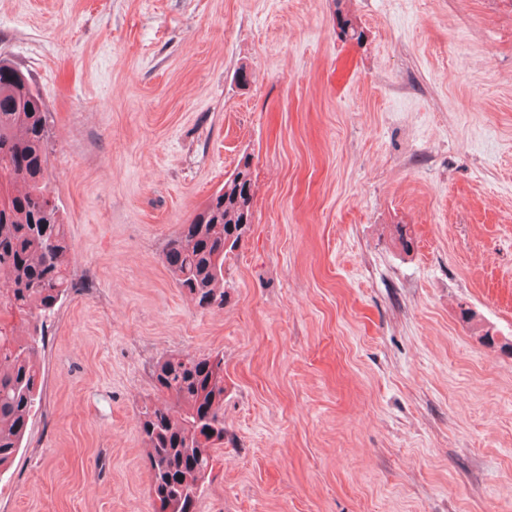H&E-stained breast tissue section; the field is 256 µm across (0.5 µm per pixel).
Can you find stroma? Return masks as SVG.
<instances>
[{"label": "stroma", "instance_id": "1", "mask_svg": "<svg viewBox=\"0 0 512 512\" xmlns=\"http://www.w3.org/2000/svg\"><path fill=\"white\" fill-rule=\"evenodd\" d=\"M1 58L50 114L74 288L0 512H153L172 350L224 358L200 512H512V0H0ZM245 153L202 311L165 244Z\"/></svg>", "mask_w": 512, "mask_h": 512}]
</instances>
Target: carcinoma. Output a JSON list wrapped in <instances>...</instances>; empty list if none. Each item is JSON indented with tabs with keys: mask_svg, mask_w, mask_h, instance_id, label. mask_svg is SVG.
<instances>
[{
	"mask_svg": "<svg viewBox=\"0 0 512 512\" xmlns=\"http://www.w3.org/2000/svg\"><path fill=\"white\" fill-rule=\"evenodd\" d=\"M53 150L42 99L0 59V312L30 325L24 337L0 325V474L24 447L41 407L44 321L69 296L71 244L48 185ZM253 180L234 171L165 246L176 286L201 310L224 305V263L252 223ZM157 398L140 411L154 512H199L214 452L224 444V358L172 351L152 370Z\"/></svg>",
	"mask_w": 512,
	"mask_h": 512,
	"instance_id": "carcinoma-1",
	"label": "carcinoma"
}]
</instances>
